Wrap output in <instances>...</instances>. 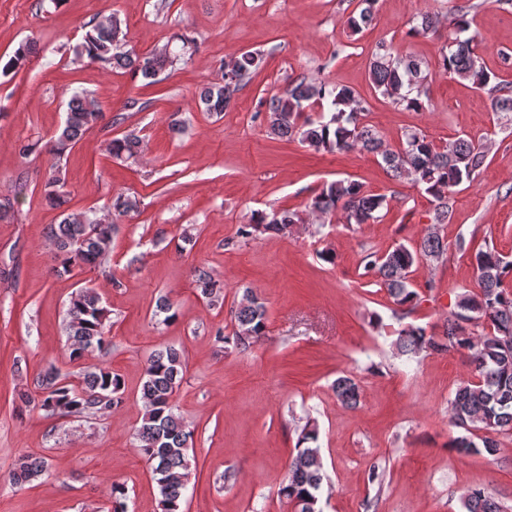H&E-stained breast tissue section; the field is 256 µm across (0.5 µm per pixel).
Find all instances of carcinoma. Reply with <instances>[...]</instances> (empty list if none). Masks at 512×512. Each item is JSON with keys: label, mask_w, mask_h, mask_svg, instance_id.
Returning a JSON list of instances; mask_svg holds the SVG:
<instances>
[{"label": "carcinoma", "mask_w": 512, "mask_h": 512, "mask_svg": "<svg viewBox=\"0 0 512 512\" xmlns=\"http://www.w3.org/2000/svg\"><path fill=\"white\" fill-rule=\"evenodd\" d=\"M377 0H357V14L348 26L359 30L372 24ZM470 5L460 4L448 18L453 30L448 50L443 52L439 68L449 75L472 83L491 100L492 111L512 112V81L488 70L480 62L474 38L464 36L471 28ZM125 33L120 19L110 13L89 21L82 41L74 48L75 59H86L115 68L128 69L150 83L166 67L175 63L168 47L155 48L143 54L122 50ZM35 52L22 43L0 68L7 74L19 70ZM262 63L258 52H247L224 64V79L205 87L199 96V107L205 112H223L238 88L246 84ZM369 78L380 94L395 104L420 111L425 108L422 96L427 94V75L423 62L404 54L399 47L379 45L369 62ZM269 114L270 129L280 137L296 136L316 153L366 151L381 157L385 170L393 178L407 176L424 186L436 202L435 212L419 243L409 248L398 244L385 252L370 253L363 259L366 274H372L385 288L396 309L411 312L418 301L412 289V268L425 261H444L448 242L441 227L451 221L455 188L463 182H474L486 168L487 150L480 140L459 136L443 147L428 140L419 129L405 131L393 148L383 145L376 130L363 122L366 102L351 87L301 79L286 94H272L263 99ZM98 100L87 92L76 93L68 106L66 118L57 136L44 149L55 157L82 139L84 134L103 120ZM142 139L136 130L109 142L110 155L116 159L132 158L140 152ZM64 182L54 175L45 185L47 204L58 209L68 203ZM386 198L367 191L355 180H337L323 187L307 204V209L320 217L331 216L340 209L347 224H371L380 220L379 211ZM138 208L137 200L116 194L112 199V215L121 216ZM302 222L291 210L257 213L243 225L241 235L272 231L286 236L294 225ZM114 220L90 217L87 212L63 213L58 224L51 225L50 237L57 250V275L69 274L74 268L96 264L110 253ZM479 291L465 293L448 315V323L440 336L426 329L406 324L398 330L394 345L402 356L421 352L444 354L466 350L474 368V379L460 382L448 398V413L453 425L465 431L455 437L451 447L460 454L495 456L499 443L493 435L512 433V261L505 259L493 242L484 241L471 255ZM193 281L202 297L217 302L221 286L204 265L192 270ZM67 329L71 340L70 358L82 359L90 352L106 348V310L93 286L78 289L70 298ZM237 331L224 337L241 351H246L265 336L266 309L261 297L250 290L244 292L235 310ZM186 369L184 352L168 346L151 354L140 389L145 412L136 428L138 450L149 463L159 491L161 512H184L183 490L189 469L188 443L193 430L176 412L174 395ZM43 398L37 407L47 415L87 416L110 412L124 403V383L112 370L96 366L68 377L52 369L43 376ZM337 401L354 409L360 404L361 387L348 375L336 378L332 385ZM483 432L485 436L478 437ZM319 432L308 422L303 427L295 454L288 464L286 484L281 494L296 512H321L320 494L324 475L320 462ZM46 467L44 458L25 456L10 475L18 485L40 475ZM466 512H506L494 497L481 488H472L463 502Z\"/></svg>", "instance_id": "obj_1"}]
</instances>
